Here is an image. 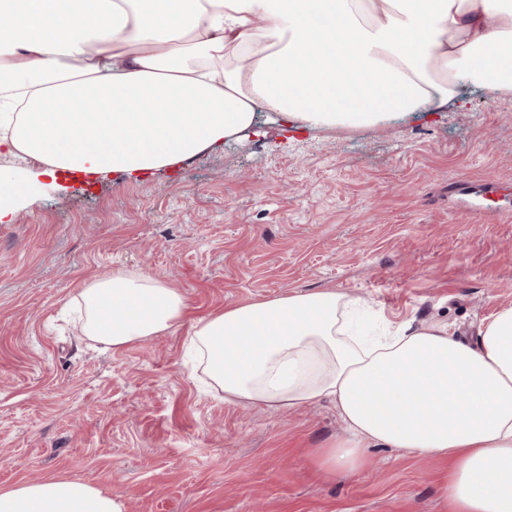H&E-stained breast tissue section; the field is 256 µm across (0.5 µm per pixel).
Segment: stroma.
<instances>
[{
	"label": "stroma",
	"mask_w": 512,
	"mask_h": 512,
	"mask_svg": "<svg viewBox=\"0 0 512 512\" xmlns=\"http://www.w3.org/2000/svg\"><path fill=\"white\" fill-rule=\"evenodd\" d=\"M25 178L35 202L0 219L1 491L78 478L124 512H451L447 461L378 446L326 476L331 402L225 403L184 343L226 307L322 288L475 340L512 304V94L464 83L448 111L359 130L267 122L136 181ZM120 268L184 295L175 331L113 351L62 318Z\"/></svg>",
	"instance_id": "1"
}]
</instances>
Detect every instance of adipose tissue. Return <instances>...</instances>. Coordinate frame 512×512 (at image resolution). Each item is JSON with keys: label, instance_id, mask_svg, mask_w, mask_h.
Instances as JSON below:
<instances>
[{"label": "adipose tissue", "instance_id": "adipose-tissue-1", "mask_svg": "<svg viewBox=\"0 0 512 512\" xmlns=\"http://www.w3.org/2000/svg\"><path fill=\"white\" fill-rule=\"evenodd\" d=\"M0 156L75 179L133 178L238 139L269 116L358 130L453 102L467 80L512 94V0H0ZM347 106H340V99ZM85 336L119 350L175 330L184 296L123 269L81 289ZM332 289L241 303L186 344L229 404L326 399L347 430L319 449L347 477L373 446L450 467L453 512H512V305L465 342L441 323L366 337ZM0 512H124L49 479Z\"/></svg>", "mask_w": 512, "mask_h": 512}]
</instances>
